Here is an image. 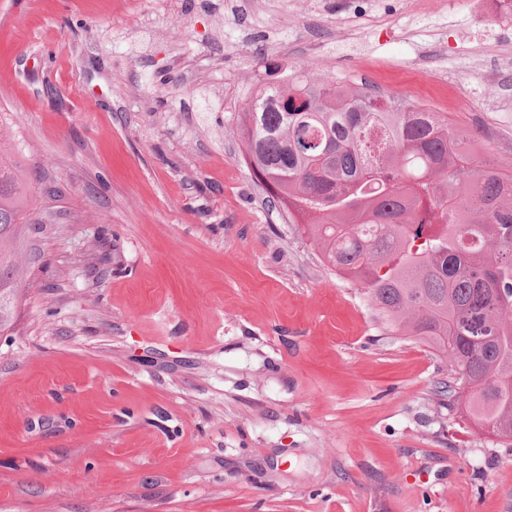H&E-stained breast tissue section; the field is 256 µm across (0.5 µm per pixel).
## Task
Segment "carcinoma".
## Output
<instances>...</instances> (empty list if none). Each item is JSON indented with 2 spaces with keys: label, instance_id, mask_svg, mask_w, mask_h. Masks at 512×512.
<instances>
[{
  "label": "carcinoma",
  "instance_id": "1",
  "mask_svg": "<svg viewBox=\"0 0 512 512\" xmlns=\"http://www.w3.org/2000/svg\"><path fill=\"white\" fill-rule=\"evenodd\" d=\"M241 137L267 197L389 332L448 361L466 416L511 447L512 170L465 154L480 137L443 113L329 75L258 89ZM30 187L18 148L0 146V332L24 291L9 272Z\"/></svg>",
  "mask_w": 512,
  "mask_h": 512
}]
</instances>
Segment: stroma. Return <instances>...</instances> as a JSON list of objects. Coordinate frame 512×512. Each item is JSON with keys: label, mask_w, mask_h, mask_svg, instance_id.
Returning a JSON list of instances; mask_svg holds the SVG:
<instances>
[{"label": "stroma", "mask_w": 512, "mask_h": 512, "mask_svg": "<svg viewBox=\"0 0 512 512\" xmlns=\"http://www.w3.org/2000/svg\"><path fill=\"white\" fill-rule=\"evenodd\" d=\"M496 0H0V139L34 175L0 334V512H512V447L388 334L242 159L315 68L512 168Z\"/></svg>", "instance_id": "obj_1"}]
</instances>
